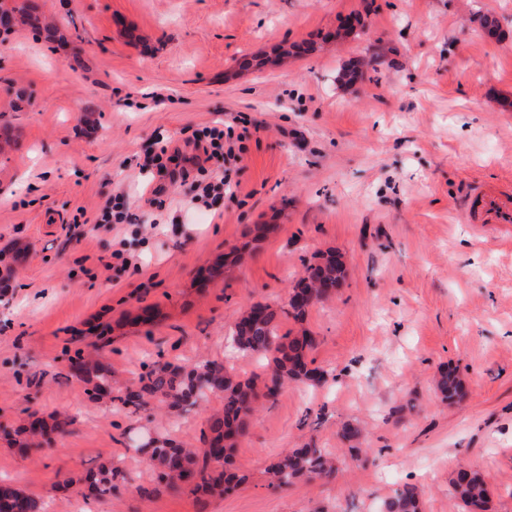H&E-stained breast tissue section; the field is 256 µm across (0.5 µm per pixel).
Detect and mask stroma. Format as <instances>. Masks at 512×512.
Here are the masks:
<instances>
[{
	"label": "stroma",
	"instance_id": "1",
	"mask_svg": "<svg viewBox=\"0 0 512 512\" xmlns=\"http://www.w3.org/2000/svg\"><path fill=\"white\" fill-rule=\"evenodd\" d=\"M39 3L58 37L0 35V480L53 512H381L406 483L425 489L423 512H460L448 483L466 464L492 512H512V224L462 217L476 186L512 193V0ZM219 122L242 138L225 162L194 143ZM159 136L228 179L212 209L180 183L166 210L145 205L136 163ZM118 193L139 232L94 223ZM123 245L136 265L113 264ZM329 250L347 277L295 322L289 292ZM258 302L280 335L312 336L324 381L289 383L248 417L233 457L244 484L160 485L139 443L202 447L223 396L133 413L91 399L70 357L96 354L116 389L158 359L262 378L265 362L230 346ZM146 307L154 320L136 322ZM450 368L465 387L453 404L434 390ZM58 415L71 423L50 447L22 449L30 421ZM347 422L365 434L358 463ZM309 442L335 454L336 475L271 486L270 462ZM111 466V496L87 497Z\"/></svg>",
	"mask_w": 512,
	"mask_h": 512
}]
</instances>
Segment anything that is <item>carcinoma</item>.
Returning <instances> with one entry per match:
<instances>
[{"instance_id":"carcinoma-1","label":"carcinoma","mask_w":512,"mask_h":512,"mask_svg":"<svg viewBox=\"0 0 512 512\" xmlns=\"http://www.w3.org/2000/svg\"><path fill=\"white\" fill-rule=\"evenodd\" d=\"M0 12L37 30L43 23L39 6L33 0H25L17 9L0 6ZM345 276L344 262L334 254L306 265L305 275L289 295L288 314L297 319L302 317L311 305L304 295L308 294L317 301L325 300L330 293L324 285H339ZM278 329L277 313L269 305L257 303L241 314L231 334L236 349L261 355L267 360L268 373L261 384L253 378H241L218 362L186 367L157 361L141 373L135 393L126 389L115 396L123 407L136 412L147 404L150 397L170 408L184 410L198 404L209 393L224 395V413L211 420V437L204 441V447L184 448L173 443L153 446L149 441L143 446L169 487L188 488L205 494L235 487L243 477L232 468L231 457L239 437L246 432L247 417L259 399L276 396L290 381L309 385L322 382L324 372L308 367L305 362V351L312 345L311 337L304 334L283 342ZM70 374L93 385L91 393L96 398L112 393L110 379L97 360L76 355L70 359ZM461 386V379L453 370L440 375L435 381L436 391L445 400L458 398ZM68 425L66 418L55 420L50 428L38 422L32 423L28 428L27 446L37 450L44 448L49 444L47 431L63 432ZM341 437L354 451L352 460L360 461L361 449L356 447L361 437L360 430L347 424ZM335 471V464L326 449L313 446L296 448L279 457L268 468L272 484L279 488L304 477H328ZM113 476L114 470L107 469L88 479L89 488L96 497L112 495ZM449 493L458 501L461 512H471L473 507L489 512L487 484L474 469H458L449 484ZM421 498L422 492L418 487L405 484L384 501L382 512H421ZM0 512H40V503L13 484L0 481Z\"/></svg>"}]
</instances>
